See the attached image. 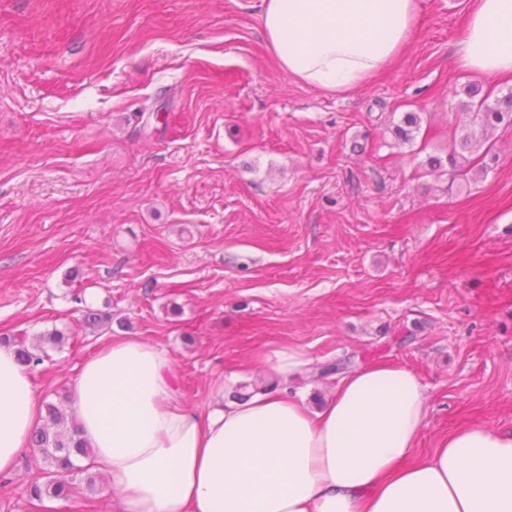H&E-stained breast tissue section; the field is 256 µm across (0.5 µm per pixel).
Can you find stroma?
<instances>
[{
  "mask_svg": "<svg viewBox=\"0 0 512 512\" xmlns=\"http://www.w3.org/2000/svg\"><path fill=\"white\" fill-rule=\"evenodd\" d=\"M422 3L390 67L331 92L277 64L262 0H0V336L65 332L30 373L43 402L138 336L200 414L214 388L272 390L252 357L288 345L313 406L340 379L325 366L413 371L415 456L460 424L512 430V128L486 178L427 164L462 129L464 85L512 84L457 63L471 0ZM91 309L111 323L87 327ZM41 468L23 448L0 512H36ZM421 131V117L415 112H406L395 125V137L402 145H413Z\"/></svg>",
  "mask_w": 512,
  "mask_h": 512,
  "instance_id": "obj_1",
  "label": "stroma"
}]
</instances>
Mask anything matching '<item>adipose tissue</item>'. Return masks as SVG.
I'll return each mask as SVG.
<instances>
[{"mask_svg": "<svg viewBox=\"0 0 512 512\" xmlns=\"http://www.w3.org/2000/svg\"><path fill=\"white\" fill-rule=\"evenodd\" d=\"M421 0H262L263 34L300 81L344 91L388 68L420 23ZM456 52L463 68L512 78V0H472ZM292 382L308 360L293 347L259 354ZM170 361L135 336L84 362L71 412L112 486L116 512H512V431L458 426L412 460L427 417L417 375L369 363L343 376L318 408L304 395L215 392L190 411ZM28 372L0 346V473L42 420Z\"/></svg>", "mask_w": 512, "mask_h": 512, "instance_id": "1", "label": "adipose tissue"}]
</instances>
